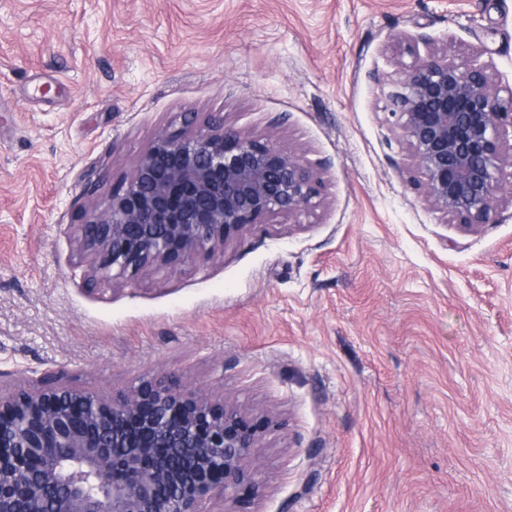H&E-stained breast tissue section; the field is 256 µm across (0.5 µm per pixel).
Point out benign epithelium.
Masks as SVG:
<instances>
[{
    "label": "benign epithelium",
    "instance_id": "7a95c632",
    "mask_svg": "<svg viewBox=\"0 0 512 512\" xmlns=\"http://www.w3.org/2000/svg\"><path fill=\"white\" fill-rule=\"evenodd\" d=\"M389 94L422 199L465 232L512 204V85L487 65L456 61L454 39L397 60ZM320 177L283 149L222 123L159 132L124 186L78 228L81 253L118 280L214 256L248 227L308 210ZM262 432L228 398L160 377L105 399L66 387L0 398V512H200L211 497L235 512L256 488ZM148 448L191 460L176 468Z\"/></svg>",
    "mask_w": 512,
    "mask_h": 512
}]
</instances>
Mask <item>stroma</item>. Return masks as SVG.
Here are the masks:
<instances>
[{"label":"stroma","mask_w":512,"mask_h":512,"mask_svg":"<svg viewBox=\"0 0 512 512\" xmlns=\"http://www.w3.org/2000/svg\"><path fill=\"white\" fill-rule=\"evenodd\" d=\"M449 36L512 83V0H0V393L165 374L272 418L239 512H512V207L459 231L389 112ZM278 118L318 207L131 280L81 256L159 131Z\"/></svg>","instance_id":"stroma-1"}]
</instances>
